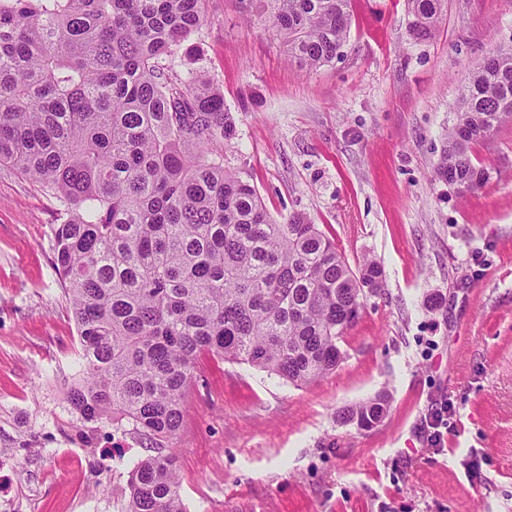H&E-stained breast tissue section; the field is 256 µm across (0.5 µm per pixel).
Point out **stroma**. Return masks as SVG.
<instances>
[{
	"mask_svg": "<svg viewBox=\"0 0 512 512\" xmlns=\"http://www.w3.org/2000/svg\"><path fill=\"white\" fill-rule=\"evenodd\" d=\"M350 14L341 58L310 71L237 0H209L176 57L181 78L206 71L224 95L234 135L211 149L225 167L275 217L306 214L384 272L315 383L200 355L174 442L187 512H512V123L474 145L477 191L431 178L469 73L512 48V0H444L423 42L407 0ZM56 207L0 166V512H123L150 450L130 427L79 435ZM381 393L375 427L340 421ZM441 400L439 451L422 420Z\"/></svg>",
	"mask_w": 512,
	"mask_h": 512,
	"instance_id": "35a3bbf8",
	"label": "stroma"
}]
</instances>
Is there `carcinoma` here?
Returning <instances> with one entry per match:
<instances>
[{"mask_svg": "<svg viewBox=\"0 0 512 512\" xmlns=\"http://www.w3.org/2000/svg\"><path fill=\"white\" fill-rule=\"evenodd\" d=\"M271 22L288 59L341 56L351 0H238ZM429 39L442 0H407ZM207 0H0V164L59 203L53 265L77 327L81 367L68 404L91 437L115 417L160 449L133 464L125 512H187L176 457L184 392L207 353L296 386L341 360L337 340L383 269H352L310 219L279 220L257 189L205 152L233 125L203 71L169 59L207 21ZM512 122V53L461 88L432 171L461 197L486 169L473 146ZM381 396L342 410L377 425Z\"/></svg>", "mask_w": 512, "mask_h": 512, "instance_id": "obj_1", "label": "carcinoma"}]
</instances>
